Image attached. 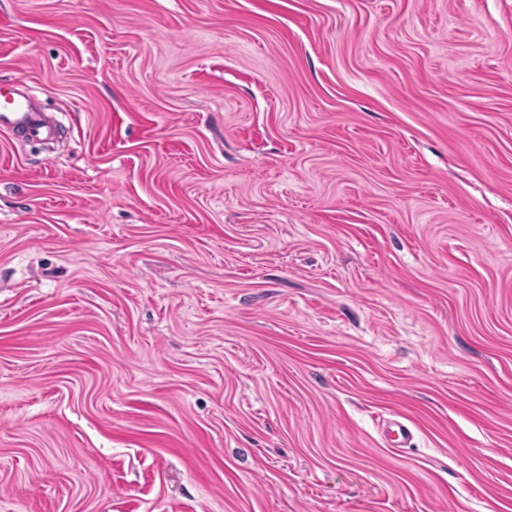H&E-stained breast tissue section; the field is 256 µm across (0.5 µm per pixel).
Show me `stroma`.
Here are the masks:
<instances>
[{
  "mask_svg": "<svg viewBox=\"0 0 512 512\" xmlns=\"http://www.w3.org/2000/svg\"><path fill=\"white\" fill-rule=\"evenodd\" d=\"M0 83V512H512V0H0ZM11 85H0V130L24 132L31 137L40 136L45 129V122L38 112H31L27 104L16 99ZM3 102V104H2Z\"/></svg>",
  "mask_w": 512,
  "mask_h": 512,
  "instance_id": "35a3bbf8",
  "label": "stroma"
}]
</instances>
